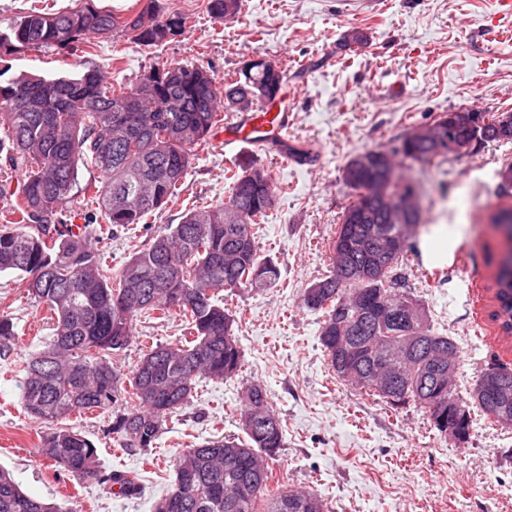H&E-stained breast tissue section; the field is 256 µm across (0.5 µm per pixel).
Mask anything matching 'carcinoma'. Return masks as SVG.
Listing matches in <instances>:
<instances>
[{
  "label": "carcinoma",
  "mask_w": 512,
  "mask_h": 512,
  "mask_svg": "<svg viewBox=\"0 0 512 512\" xmlns=\"http://www.w3.org/2000/svg\"><path fill=\"white\" fill-rule=\"evenodd\" d=\"M215 18L235 16L241 0H208ZM149 15L151 25L143 26ZM184 18L164 13L158 0L131 17L91 4L62 12L31 11L0 28V54L57 48L71 51L95 34H121L132 44L152 46L176 34ZM268 89L266 71L254 69L222 82L196 64L152 68L130 89H108L97 69L47 78L21 72L0 79V160L24 168L16 190L0 184V196L18 204L0 215V273L27 279L30 299L45 306L54 338L24 366L22 403L28 415L52 426L72 414L112 408V431L126 448H150L167 418L185 405L199 378L224 379L242 363L234 316L219 303L223 290L261 291L279 279V268L259 252L254 226L271 209L275 186L268 170L249 162L233 175L229 200L186 205L182 220L170 224L144 249L134 252L112 275L96 244L110 228L145 224L179 197L195 152L207 141L221 109L248 110L281 91ZM499 113L484 112L477 130L471 113L454 119L439 115L415 128L399 148L370 150L344 165L342 180L354 198L343 210L330 242L328 274L302 294L303 305L324 315L320 342L331 367L344 355L353 374L336 376L361 393L397 408L406 403L427 413L448 434V421L470 429L471 408L492 422L512 416V391L484 390L488 380L508 369L491 366L468 396L431 375L448 363L457 346L435 332L425 307L412 324L395 314L396 303L413 295L396 274L417 252L422 214L401 222L396 200L414 190L399 162L440 167L452 152L448 143L481 137V144L512 142V127H497ZM91 159L101 173L94 187L100 214L82 225L61 219L78 182V166ZM497 308L491 317L512 335V270L500 269ZM177 315L184 338L151 346L131 376L107 356L123 351L142 313ZM15 323L0 314V353L9 351ZM384 370L391 386L375 385L369 373ZM247 439L224 437L186 449L175 464L171 491L154 512H328L317 494L304 490L272 493L267 459L284 447L283 425L266 390L251 384L241 398ZM40 454L73 476L98 475L95 445L68 427L42 436ZM0 512H59L57 506L26 493L13 474L0 467Z\"/></svg>",
  "instance_id": "cac0c4a2"
}]
</instances>
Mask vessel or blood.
<instances>
[{"label":"vessel or blood","mask_w":512,"mask_h":512,"mask_svg":"<svg viewBox=\"0 0 512 512\" xmlns=\"http://www.w3.org/2000/svg\"><path fill=\"white\" fill-rule=\"evenodd\" d=\"M291 125L292 108L283 92L271 104L241 113L235 122L225 124L224 151L236 158L252 146L287 143Z\"/></svg>","instance_id":"obj_1"}]
</instances>
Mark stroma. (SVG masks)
I'll use <instances>...</instances> for the list:
<instances>
[{
  "mask_svg": "<svg viewBox=\"0 0 512 512\" xmlns=\"http://www.w3.org/2000/svg\"><path fill=\"white\" fill-rule=\"evenodd\" d=\"M159 3L187 23L156 46L93 36L68 56L54 49L1 56L0 71L53 75L69 63L101 69L110 84L129 88L162 63H194L220 79L256 56L283 69L294 106L288 143L306 157L288 164L267 146L246 154L276 186L256 241L261 255L277 263L279 281L258 293L221 291L237 320L241 369L222 381L199 380L153 448H123L111 411L66 419L98 449L100 478L80 479L43 459L45 426L22 404L23 367L49 342L50 313L34 306L22 277L0 273V301L17 325L10 352L0 356V465L24 491L64 508L78 501L83 512H151L190 444L241 435L239 392L255 383L266 388L285 434L269 461L274 486L313 491L331 512H512V426L478 415L467 439L457 442L414 404L395 409L354 390L328 365L322 313L302 304L304 289L329 269V243L352 199L342 180L351 157L394 149L410 130L445 112H512V0H242L230 20L212 17L207 0ZM355 29L366 34L364 44L346 43ZM509 162L512 145L489 143L441 167L412 171L427 230L398 273L436 333L456 343L462 393L490 366L512 369V336L490 319L506 245L488 222L490 207L512 206V194H495L498 172ZM238 168L226 162L223 143L207 140L180 202L148 223L116 228L104 246L105 263L120 271L154 235L180 223L186 204L226 202ZM182 334L179 317H138L132 343L114 362L131 373L147 347L179 342ZM114 471L136 478L139 494H117L104 480Z\"/></svg>",
  "mask_w": 512,
  "mask_h": 512,
  "instance_id": "obj_1",
  "label": "stroma"
}]
</instances>
